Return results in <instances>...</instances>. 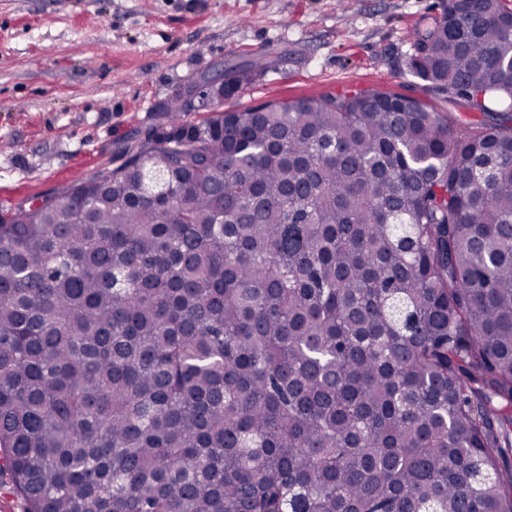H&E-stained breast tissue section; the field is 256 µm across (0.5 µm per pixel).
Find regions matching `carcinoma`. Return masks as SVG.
<instances>
[{
    "label": "carcinoma",
    "instance_id": "carcinoma-1",
    "mask_svg": "<svg viewBox=\"0 0 512 512\" xmlns=\"http://www.w3.org/2000/svg\"><path fill=\"white\" fill-rule=\"evenodd\" d=\"M410 72L170 125L0 215L25 512H512V11Z\"/></svg>",
    "mask_w": 512,
    "mask_h": 512
}]
</instances>
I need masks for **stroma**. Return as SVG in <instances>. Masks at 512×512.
I'll return each instance as SVG.
<instances>
[{
    "label": "stroma",
    "instance_id": "35a3bbf8",
    "mask_svg": "<svg viewBox=\"0 0 512 512\" xmlns=\"http://www.w3.org/2000/svg\"><path fill=\"white\" fill-rule=\"evenodd\" d=\"M439 0H0V210L113 165L156 107L221 67L228 111L373 88L427 95L406 60Z\"/></svg>",
    "mask_w": 512,
    "mask_h": 512
}]
</instances>
